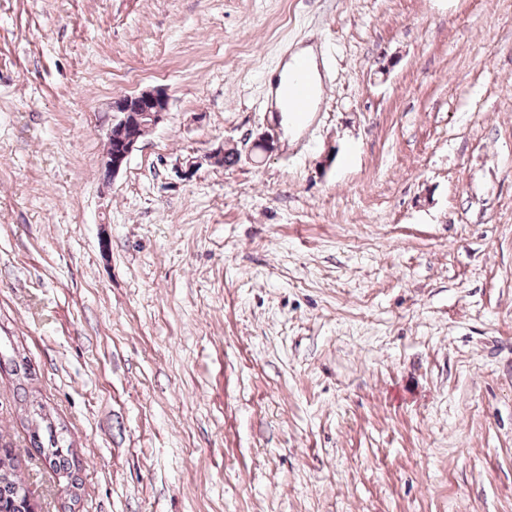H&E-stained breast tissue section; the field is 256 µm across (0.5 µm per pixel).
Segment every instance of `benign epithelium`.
I'll use <instances>...</instances> for the list:
<instances>
[{
    "label": "benign epithelium",
    "mask_w": 512,
    "mask_h": 512,
    "mask_svg": "<svg viewBox=\"0 0 512 512\" xmlns=\"http://www.w3.org/2000/svg\"><path fill=\"white\" fill-rule=\"evenodd\" d=\"M112 111L108 140L116 147L104 155L102 165L113 177L127 165L140 141L166 120L170 96L161 87L123 95L113 101Z\"/></svg>",
    "instance_id": "obj_1"
}]
</instances>
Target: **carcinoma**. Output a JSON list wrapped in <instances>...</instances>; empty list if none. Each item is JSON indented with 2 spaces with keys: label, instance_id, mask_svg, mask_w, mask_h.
I'll use <instances>...</instances> for the list:
<instances>
[{
  "label": "carcinoma",
  "instance_id": "obj_1",
  "mask_svg": "<svg viewBox=\"0 0 512 512\" xmlns=\"http://www.w3.org/2000/svg\"><path fill=\"white\" fill-rule=\"evenodd\" d=\"M0 370H5L18 379V389L22 401H27L28 390L24 382L32 379L27 364L20 363L15 356L0 353ZM30 443L58 476L63 489V512H74V505L79 501L82 481L74 469V451L72 442L63 433L57 431L45 406L38 403L32 406L31 426L27 427ZM32 504L29 489L21 472V461L9 448L0 449V512H30Z\"/></svg>",
  "mask_w": 512,
  "mask_h": 512
}]
</instances>
